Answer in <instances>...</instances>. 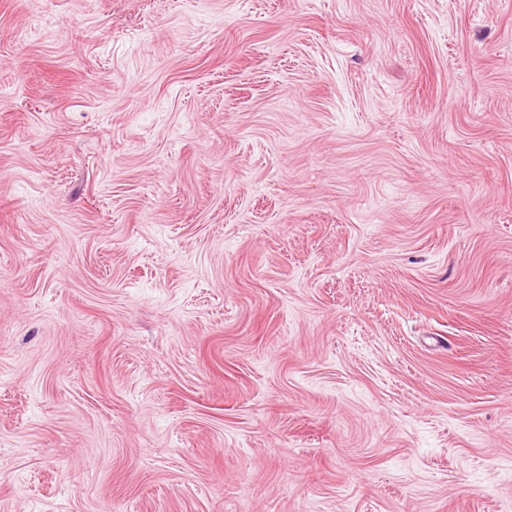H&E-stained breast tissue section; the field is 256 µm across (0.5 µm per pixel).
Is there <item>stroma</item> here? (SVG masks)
Here are the masks:
<instances>
[{
    "mask_svg": "<svg viewBox=\"0 0 512 512\" xmlns=\"http://www.w3.org/2000/svg\"><path fill=\"white\" fill-rule=\"evenodd\" d=\"M0 512H512V0H0Z\"/></svg>",
    "mask_w": 512,
    "mask_h": 512,
    "instance_id": "stroma-1",
    "label": "stroma"
}]
</instances>
